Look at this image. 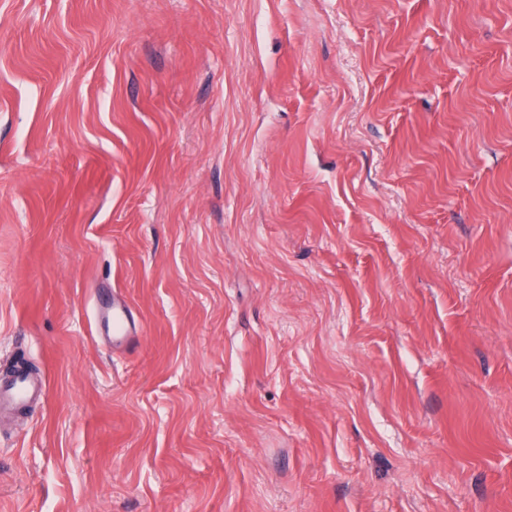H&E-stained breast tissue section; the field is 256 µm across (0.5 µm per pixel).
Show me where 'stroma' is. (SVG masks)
<instances>
[{
    "label": "stroma",
    "mask_w": 512,
    "mask_h": 512,
    "mask_svg": "<svg viewBox=\"0 0 512 512\" xmlns=\"http://www.w3.org/2000/svg\"><path fill=\"white\" fill-rule=\"evenodd\" d=\"M17 360L0 512H512V0H0ZM94 336L112 342V347H121L138 340L144 334L143 325L136 320L127 304L119 297L112 301L104 288L93 314ZM46 389L45 382L18 372L12 382L0 386V407H29V403Z\"/></svg>",
    "instance_id": "stroma-1"
}]
</instances>
